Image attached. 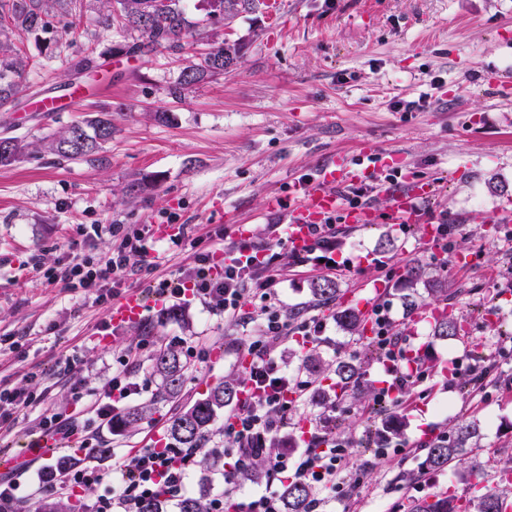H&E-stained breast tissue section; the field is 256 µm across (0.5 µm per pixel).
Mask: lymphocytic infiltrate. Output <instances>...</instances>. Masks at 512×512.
<instances>
[{"label": "lymphocytic infiltrate", "mask_w": 512, "mask_h": 512, "mask_svg": "<svg viewBox=\"0 0 512 512\" xmlns=\"http://www.w3.org/2000/svg\"><path fill=\"white\" fill-rule=\"evenodd\" d=\"M109 230V254L76 255L53 267L36 262L33 271L47 284L62 285L101 306L112 305L126 276L153 271L151 255L157 251L159 240L148 224L130 228L113 224ZM311 236L312 243L301 255V262L316 267L321 261L335 260L339 249L335 217L312 225ZM166 242L189 253L191 262L177 279L158 282L156 294L200 301L230 320H248L254 308L264 317L258 334L247 342L249 365L244 374L250 397L238 402L224 419V454L233 458L234 465L221 475L222 489L209 497L207 512H225L230 504L236 512H283L276 485L285 481L312 488L308 512H321L330 500L351 501L364 482L365 472L353 462V440L306 431L302 434L304 451L295 454L277 448L289 415L306 400L313 386L302 371L288 370L279 350L291 341L302 347L320 343L325 322L315 315L299 321L283 312L281 268L271 248L233 243L224 251L223 271L216 274L212 271L213 252L203 248L201 238L193 236L187 225H174ZM390 311L386 303L375 304L371 311L373 341L386 376L375 398L398 409L410 400L411 387H419L423 398L431 388L427 384L429 374L421 359L412 356L408 339L393 332ZM131 362V354L119 357L117 369L103 386V396L73 386L75 408L71 411L48 403L46 394L1 385L0 429L11 428L21 412L34 409L38 415L33 431L38 439L62 443L78 435L84 445H92L110 424L116 403L145 387L144 381L133 375ZM205 450L202 444L195 448H182L170 441L147 444L119 457L109 469L75 464L62 471L41 472L37 491L61 497L79 489L104 486L108 493L91 504V512H145L155 499L177 503L185 498L190 467L197 454ZM258 460L265 463L270 480L265 487L245 491L240 475ZM116 470L122 475L117 483L112 480Z\"/></svg>", "instance_id": "lymphocytic-infiltrate-1"}]
</instances>
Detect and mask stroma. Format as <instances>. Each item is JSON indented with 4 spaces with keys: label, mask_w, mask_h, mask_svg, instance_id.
I'll return each mask as SVG.
<instances>
[{
    "label": "stroma",
    "mask_w": 512,
    "mask_h": 512,
    "mask_svg": "<svg viewBox=\"0 0 512 512\" xmlns=\"http://www.w3.org/2000/svg\"><path fill=\"white\" fill-rule=\"evenodd\" d=\"M194 32L177 54L164 49L136 55L132 68L112 66L124 38L98 19L101 0H77L75 13H49L48 28L15 38L30 66L23 90L0 108V133L29 149L0 166V336H22L21 352L0 353V381L68 405L71 384L99 390L112 359L135 347L136 375L151 373L155 338L201 337L206 361H190L181 399L127 431L104 430L102 444L124 453L159 439L171 419L228 374L238 372L241 345L252 325L224 320L198 304L151 302L142 321L118 328L105 341L88 343L110 310L79 294L50 285L29 271L76 254L112 250V224H163L169 215L209 239L215 262L234 241L210 240L218 225H243L255 242L280 255L285 272L282 299L291 315L313 314L310 288L323 273L301 266L279 244L277 225L288 208L266 207L267 197L290 198L294 185L313 182L326 160L344 155L367 171L371 223L342 222L344 247L337 261L353 266L339 277L342 305L359 303L362 281H384L377 301L390 303L395 333L409 337L432 364V393L402 412L373 397L349 402L345 431L355 441L357 463L367 472L355 512H389L435 490L468 489L447 473H422L421 455L378 456L371 433L399 417L400 439L449 431L458 418L479 420L476 451L485 477L495 480L499 463L512 458V292L498 281L512 261V95L498 81L512 76V0H264L253 12L213 22L208 0H180ZM243 44L244 56L230 72L210 77L176 97L181 70L218 44ZM94 53L97 68L80 72L75 62ZM75 83L109 86L76 112H38L34 100ZM424 99L415 112L397 102ZM106 110L111 140L92 158L59 157L42 138ZM434 182L422 199V220L394 221L382 194L389 182ZM90 224L99 234L85 233ZM431 224L452 228L448 249L425 242ZM187 254L160 247L151 277L133 275L123 291H148L151 281L176 279ZM423 266L428 278L448 282V307L465 321V334L448 343L434 339L428 322L406 317L402 304L406 264ZM327 323L320 344L324 358L355 351L350 333L337 325L334 307L318 310ZM84 363L72 381L55 378V364L76 346ZM484 352L494 369L480 401L467 375ZM38 372L35 380L27 372Z\"/></svg>",
    "instance_id": "35a3bbf8"
}]
</instances>
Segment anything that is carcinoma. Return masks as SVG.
Listing matches in <instances>:
<instances>
[{
	"label": "carcinoma",
	"mask_w": 512,
	"mask_h": 512,
	"mask_svg": "<svg viewBox=\"0 0 512 512\" xmlns=\"http://www.w3.org/2000/svg\"><path fill=\"white\" fill-rule=\"evenodd\" d=\"M67 0H0V37L29 33L43 26L47 9L62 7ZM109 4L107 13L99 17V23L106 28H115L120 33L136 32L138 36L119 47L127 53H143L163 48L180 51L192 32L184 12L179 7L180 0H105ZM258 7V0H219V16L232 18L241 12ZM244 46L222 45L205 54L200 62L183 69L179 82L173 88L178 96L186 88L216 75H222L237 65L243 56ZM29 66L28 58L20 55L10 43L0 41V107L14 103L22 91L23 80ZM92 132H87V129ZM112 118L107 112L83 124H74L55 135L47 144V149L64 158H86L96 154L102 145L112 139ZM9 148L0 153V165L13 164L28 149L17 138L5 136ZM316 305H329L338 299L339 288L335 281L323 278L313 283L311 288ZM339 325L353 335L364 330L363 319L353 308L337 311ZM463 330L462 320L447 311L437 315L432 326V336L439 340L455 341ZM153 370L160 380V394L168 399L177 397L185 381L187 363L181 351L174 344H165L153 355ZM332 390L348 392L350 387L365 379L366 370L358 356L338 359L330 369ZM240 380L230 374L214 385L207 395L195 401L186 411L175 417L169 433L174 443L190 448L205 438L210 432L218 414L224 407L237 400ZM330 390V391H332ZM330 391L319 390L318 398L330 403ZM156 397L145 405L131 406L123 411L115 421L118 430H126L143 420L154 410ZM482 437L479 422L461 421L455 424L451 436L438 440L426 449L421 470L435 472L448 470V478L466 481L476 479L483 464L471 453L478 448ZM284 512H306L311 490L300 483H290L281 490ZM208 493L188 497L176 504L178 512H203V504ZM512 496V462L500 470V481L493 487L484 489L475 499L463 500L456 496L437 494L415 505V512H503V505Z\"/></svg>",
	"instance_id": "carcinoma-1"
}]
</instances>
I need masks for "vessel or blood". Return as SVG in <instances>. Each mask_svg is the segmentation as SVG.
<instances>
[{"instance_id":"vessel-or-blood-1","label":"vessel or blood","mask_w":512,"mask_h":512,"mask_svg":"<svg viewBox=\"0 0 512 512\" xmlns=\"http://www.w3.org/2000/svg\"><path fill=\"white\" fill-rule=\"evenodd\" d=\"M88 96L87 90L74 85L57 96H46L34 101L33 107L41 112H73L81 108ZM325 184L314 188L297 186L296 193L301 199L290 220L287 244L296 254L303 253L312 242L311 225L321 223L325 216L335 211L339 198L333 192L336 184H352L359 180L358 171L349 167L343 158H331L327 166ZM433 185L427 181H408L406 189L388 191L391 212L398 220H411L416 212L417 199L428 196ZM145 311V299L139 292L125 294L112 307L110 317L113 325H129L139 322Z\"/></svg>"}]
</instances>
